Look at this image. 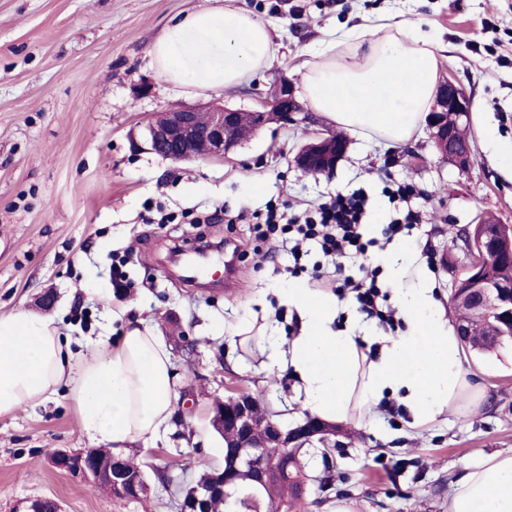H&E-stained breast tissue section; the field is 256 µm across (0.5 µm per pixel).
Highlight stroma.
I'll list each match as a JSON object with an SVG mask.
<instances>
[{
	"mask_svg": "<svg viewBox=\"0 0 512 512\" xmlns=\"http://www.w3.org/2000/svg\"><path fill=\"white\" fill-rule=\"evenodd\" d=\"M267 24L275 39L270 67L221 93L162 81L149 54L171 19L207 0H0V314L26 310L55 320L71 351L117 336L129 318L150 324L168 346L182 397L161 450H150L146 496L114 497L79 474L55 470L56 450L88 447L66 388L0 419V512L36 499L61 512H180L183 491L199 475L193 460L223 465V439L210 424L214 400L241 388L259 397L273 420L293 427L305 412L293 379L266 376L258 351L235 347L225 326L244 316L294 336L293 313L275 291L287 287L293 260L285 245L258 239L249 224H208L276 203L285 214L360 190L371 224H388L403 206L421 224L400 234L411 250L409 285L427 282L453 319L449 296L467 257L459 238L482 216L512 224V0H236ZM386 14L432 31L442 45L439 74L469 95L470 167L440 157L427 128L391 149L352 134L332 174L312 175L293 158L315 132L332 129L310 112L297 125L271 124L230 157L175 163L132 144L158 112L222 102L258 106V93L280 77L301 84L326 32ZM412 184L409 203L386 187ZM236 247L228 286L185 287L172 273L175 248L198 237ZM123 261L125 277L112 276ZM53 308L37 303L45 291ZM178 324L181 338L171 337ZM461 364L477 392L467 404L417 430L401 405L363 422L343 421L327 453L307 459L309 486L288 512H448L465 468L512 452V347ZM182 457L186 469L159 477V463Z\"/></svg>",
	"mask_w": 512,
	"mask_h": 512,
	"instance_id": "1",
	"label": "stroma"
}]
</instances>
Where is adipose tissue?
<instances>
[{"mask_svg":"<svg viewBox=\"0 0 512 512\" xmlns=\"http://www.w3.org/2000/svg\"><path fill=\"white\" fill-rule=\"evenodd\" d=\"M440 51L421 26L379 17L322 40L303 90L311 108L336 127L401 147L433 105ZM150 55L165 81L219 93L273 60V36L245 8L206 7L166 25ZM383 260L393 304L406 325L401 334L360 336L338 328L335 297L292 283L276 294L295 309L297 335L288 341L271 333L256 343L268 373L296 376L298 399L311 414L344 420L355 403L369 416L385 397L396 395L417 428L458 406L473 385L460 363L455 329L431 289L404 285L411 262L406 247L394 246ZM366 343L378 345V357H367ZM63 385L90 445L111 446L117 457L133 446L144 453L157 447L180 399L171 353L144 322L127 323L113 340L90 343L76 355L52 319L24 310L0 315V418ZM448 512H512V454L488 457L467 470Z\"/></svg>","mask_w":512,"mask_h":512,"instance_id":"obj_1","label":"adipose tissue"}]
</instances>
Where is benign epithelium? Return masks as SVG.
I'll return each mask as SVG.
<instances>
[{"instance_id":"1","label":"benign epithelium","mask_w":512,"mask_h":512,"mask_svg":"<svg viewBox=\"0 0 512 512\" xmlns=\"http://www.w3.org/2000/svg\"><path fill=\"white\" fill-rule=\"evenodd\" d=\"M470 107L464 89L446 78L439 85L428 115V126L438 151L462 169L470 165L471 151L458 143L457 130L468 118ZM306 118V111L294 98L293 81L283 76L260 98V108L256 110L245 112L213 103L175 108L156 115L144 126L142 135L150 151L174 162L226 158L239 145L231 131L249 128L256 133L271 120L286 125ZM346 149L347 142L333 138L324 130L315 133L297 152L294 162L303 169L316 167L319 173L328 174ZM511 235L510 224L492 228L481 224L476 236L466 231L467 262L453 285L455 289L467 288L469 301L493 317H512V279L503 278L498 272L500 264L493 263L494 258L504 256L508 250L512 258V241L503 243ZM213 411V429L221 434L232 433L237 451L230 465L224 468L219 483L193 492L191 499L184 503L186 512H209L210 499L218 493L224 494L226 502L234 501L230 486L243 472L258 486L269 487L286 481L303 488L304 472L294 474L288 470V449L315 440L327 447L331 438L341 435L335 425L318 418L284 429L247 393L225 398ZM50 463L60 471L80 474L93 486H105L125 499H137L146 493L139 473L126 467L121 459L95 449L58 450L51 453Z\"/></svg>"}]
</instances>
